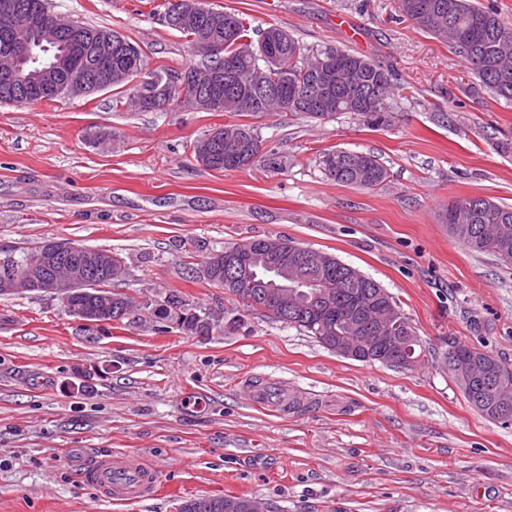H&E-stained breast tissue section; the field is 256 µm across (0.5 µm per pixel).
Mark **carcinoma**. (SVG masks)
<instances>
[{"mask_svg": "<svg viewBox=\"0 0 512 512\" xmlns=\"http://www.w3.org/2000/svg\"><path fill=\"white\" fill-rule=\"evenodd\" d=\"M23 11H38L44 15L43 34L51 51H63L64 42L56 30V18L48 0H17ZM399 9L405 14L421 10L425 18L418 21L417 27L434 38L450 44L463 56L470 70L494 97L512 102V39H501L503 27L512 30V25L504 22L498 13L476 6L473 0H399ZM211 13L223 19L231 18L234 25L232 34H227L225 26H185L179 30L190 43L194 62L178 75H171L164 68L147 70V54L137 43L129 41L121 34L108 28H99L83 23H75L89 35L87 48H92L102 33L112 35V73L132 67L130 80L112 81V90L116 91V101L133 102L141 92L150 90L156 83L184 79L182 88H175L165 103L180 107L183 98L191 94L198 86V79L212 67L219 64L218 57L210 53L203 42L219 43V53L234 58L237 78L226 83L217 91L218 103L212 107L214 112H229L242 115L249 112L257 115H280L284 110L279 106L282 99L293 94L295 88L308 89L309 75L316 69L318 57L326 50L305 46L293 36L276 44L279 60L271 63L257 53L260 42L268 37L267 30L252 26L243 16L227 13L220 9H211ZM335 63L346 68L352 63L359 64L355 86L339 90L331 95L328 102L308 107L304 110H291V115H305L315 120H329L336 112H357L356 100L366 103L365 117L373 124L388 122V113L377 110L376 103L388 87H395L394 74L367 58L349 52L335 50ZM145 78H140L141 74ZM248 94L251 104L243 109L242 96ZM0 102L19 105L37 104L41 98L27 94L21 87L0 86ZM212 136L221 140L224 153L241 151L247 161L227 166L224 161L214 162L206 158L205 146ZM259 153L258 136L254 128L245 124H228L210 130L204 137L193 143L196 161L209 170L243 168L256 159ZM336 151L324 153L320 166L326 176L333 181L358 188H374L389 178L388 169L370 153L354 151L352 156L361 159L364 170L355 169L342 174L336 168ZM457 211L448 222L450 234L463 246L474 251H489L506 265H512V207L498 204L485 198H461L456 200ZM41 242L29 246L9 245V250L0 251V277L14 274L28 262L38 258ZM332 270V288L338 290L337 308L326 314H316L305 308L299 301L284 304L289 320L286 324L315 338L325 347L336 340L357 342L363 336L365 324L358 321H377L386 312L394 314L393 321L399 323V329L416 335L408 317L400 310L394 297L377 281L356 272L351 275L352 266L343 263L336 256L323 251H311ZM112 274L92 279L86 283L85 291L76 296L79 305L103 307L112 303V310L133 307L131 295L111 289L112 281L118 277L117 269L123 264L121 254L109 251ZM212 263L209 282L232 293L242 304L253 311H262L267 290L273 287L268 280L269 271L265 264L253 266V278L247 282L231 283L226 279L224 251H215L208 257ZM161 301L180 307V312H152L157 319V330L166 332L177 329L187 336H208L221 325L212 321V314L187 301L176 293H169ZM449 348L474 354L480 367H489L496 377V386L487 393L490 401H496L512 408V364L504 362L494 355L470 348L462 344H451ZM204 512H237L235 505L243 497L234 495H209Z\"/></svg>", "mask_w": 512, "mask_h": 512, "instance_id": "1", "label": "carcinoma"}]
</instances>
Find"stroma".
<instances>
[{
	"instance_id": "stroma-1",
	"label": "stroma",
	"mask_w": 512,
	"mask_h": 512,
	"mask_svg": "<svg viewBox=\"0 0 512 512\" xmlns=\"http://www.w3.org/2000/svg\"><path fill=\"white\" fill-rule=\"evenodd\" d=\"M165 2L50 0L174 73L193 56L162 22ZM206 4L394 69L389 122L145 112L109 90L0 106V243L108 248L126 261L119 290L238 314L232 295L186 270V250L289 239L379 282L418 336L417 361L348 359L259 314L197 337L157 332L143 310L90 327L51 295L0 297V512H175L178 500L224 494L270 512H512V425L481 416L441 361L456 342L512 363V266L459 244L445 220L460 198L512 206V102L481 88L398 0ZM237 121L257 130V160L200 166L193 142ZM337 149L378 157L388 180L329 179L319 159ZM98 453L141 456L157 494L102 499L82 477Z\"/></svg>"
}]
</instances>
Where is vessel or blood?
Listing matches in <instances>:
<instances>
[{
	"instance_id": "1",
	"label": "vessel or blood",
	"mask_w": 512,
	"mask_h": 512,
	"mask_svg": "<svg viewBox=\"0 0 512 512\" xmlns=\"http://www.w3.org/2000/svg\"><path fill=\"white\" fill-rule=\"evenodd\" d=\"M85 480L107 499L138 501L150 496L156 487V473L130 454L95 455L85 464Z\"/></svg>"
}]
</instances>
